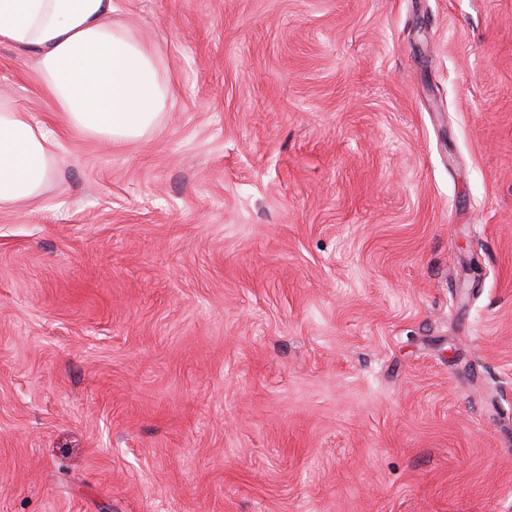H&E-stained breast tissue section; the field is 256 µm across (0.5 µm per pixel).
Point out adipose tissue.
<instances>
[{
  "instance_id": "obj_1",
  "label": "adipose tissue",
  "mask_w": 512,
  "mask_h": 512,
  "mask_svg": "<svg viewBox=\"0 0 512 512\" xmlns=\"http://www.w3.org/2000/svg\"><path fill=\"white\" fill-rule=\"evenodd\" d=\"M113 0H0V44L35 52L66 124L125 142L167 107L169 87L138 34L112 21ZM55 131L0 104V206L36 199L56 164Z\"/></svg>"
}]
</instances>
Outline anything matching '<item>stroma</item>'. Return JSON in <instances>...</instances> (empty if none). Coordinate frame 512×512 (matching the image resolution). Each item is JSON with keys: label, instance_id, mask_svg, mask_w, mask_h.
<instances>
[{"label": "stroma", "instance_id": "1", "mask_svg": "<svg viewBox=\"0 0 512 512\" xmlns=\"http://www.w3.org/2000/svg\"><path fill=\"white\" fill-rule=\"evenodd\" d=\"M171 89L0 207V512H512V0H114Z\"/></svg>", "mask_w": 512, "mask_h": 512}]
</instances>
